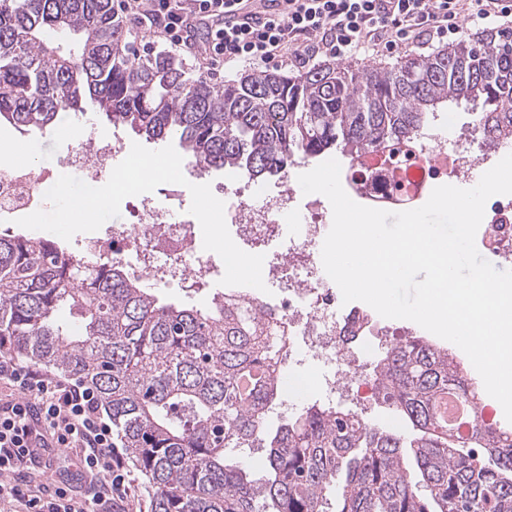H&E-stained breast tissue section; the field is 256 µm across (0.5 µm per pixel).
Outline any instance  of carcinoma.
I'll list each match as a JSON object with an SVG mask.
<instances>
[{"mask_svg": "<svg viewBox=\"0 0 512 512\" xmlns=\"http://www.w3.org/2000/svg\"><path fill=\"white\" fill-rule=\"evenodd\" d=\"M462 101L497 127L488 145L512 144V35L464 34L391 66L253 70L217 88L168 51L132 50L112 0H0V122L20 133L92 102L148 141L177 139L204 171L263 181L331 152L352 162L396 146ZM223 297L162 303L119 261L0 234V339L94 388L153 512H329L337 486L335 512H512V430L476 423L464 435L438 412L448 392L482 401L448 349L410 336L373 362L380 404L410 440L316 403L270 429L277 329ZM255 443L261 472L225 453ZM407 448L425 495L405 474Z\"/></svg>", "mask_w": 512, "mask_h": 512, "instance_id": "obj_1", "label": "carcinoma"}]
</instances>
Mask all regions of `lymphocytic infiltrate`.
Returning a JSON list of instances; mask_svg holds the SVG:
<instances>
[{
  "label": "lymphocytic infiltrate",
  "mask_w": 512,
  "mask_h": 512,
  "mask_svg": "<svg viewBox=\"0 0 512 512\" xmlns=\"http://www.w3.org/2000/svg\"><path fill=\"white\" fill-rule=\"evenodd\" d=\"M119 11L137 25L156 29L172 48L215 62L287 61L303 70L322 56L340 58L363 48L398 51L422 37L455 35L463 20L492 18L512 25V0H292L288 13L259 12L226 19V0H146ZM0 512H113L127 493L128 472L96 392L74 377L21 365L0 350ZM75 451L84 485L37 484V464L52 467L31 448Z\"/></svg>",
  "instance_id": "lymphocytic-infiltrate-1"
}]
</instances>
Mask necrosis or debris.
<instances>
[{"label":"necrosis or debris","instance_id":"necrosis-or-debris-1","mask_svg":"<svg viewBox=\"0 0 512 512\" xmlns=\"http://www.w3.org/2000/svg\"><path fill=\"white\" fill-rule=\"evenodd\" d=\"M484 123L474 120L458 124L448 117V136L420 131L419 149L406 168L385 167L380 154L363 155L354 163L347 184L365 206L412 207L426 194L431 183L468 179L474 166L484 159ZM125 144L106 137L79 142L70 147L66 161L92 179L108 171L112 158L125 154ZM37 177L27 167L0 166V223L9 224L33 211L46 208L36 190ZM268 193L269 202L253 205L252 199ZM225 221L233 227L235 242L253 254L265 251L269 243L280 242L281 253L266 259L263 281L280 289L277 300L248 286H228L224 293L237 296L271 312L285 328V349L277 378L280 393L297 388L298 378L289 371L299 356L312 358L323 369L319 393L324 403L335 404L341 392H348L355 405L377 400L376 384L362 365L365 354L379 347L387 329L363 307L355 305L340 312L335 283L324 271L315 250L317 240L327 235L319 203L299 202L293 189L268 192L262 182L224 187ZM135 220L113 225L108 234L86 241L83 255L104 254L122 261L133 276L156 287L175 286L197 294L209 286L214 268L198 247L195 226L174 217L172 208L159 206L153 198H136ZM301 213L299 224L285 228L286 217ZM486 222L481 244L491 256L512 261V195H495L485 205Z\"/></svg>","mask_w":512,"mask_h":512}]
</instances>
